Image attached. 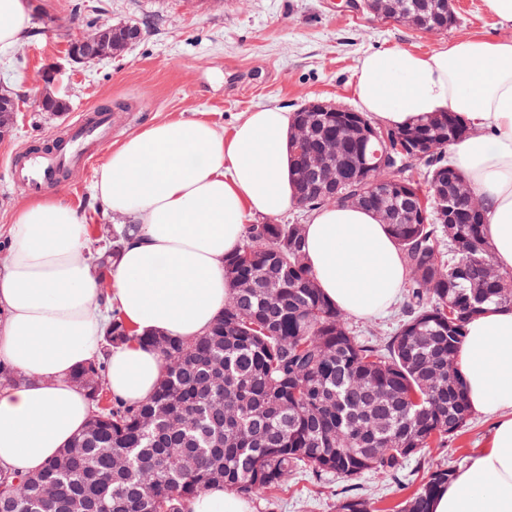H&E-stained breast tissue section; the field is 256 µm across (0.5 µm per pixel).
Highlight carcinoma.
<instances>
[{
	"label": "carcinoma",
	"mask_w": 512,
	"mask_h": 512,
	"mask_svg": "<svg viewBox=\"0 0 512 512\" xmlns=\"http://www.w3.org/2000/svg\"><path fill=\"white\" fill-rule=\"evenodd\" d=\"M436 33L448 30L445 0H403ZM364 112H296L289 141L298 205L354 199L376 212L402 208L405 197L429 198L427 216L389 231L409 276L399 328L385 345L360 339L346 314L318 288L304 251L300 224H249L241 248L226 259L232 294L207 332L192 341L153 334L140 340L164 362L150 399L129 405L107 398L104 362L73 375L90 397L87 427L41 471L19 476L0 469V512H184V504L212 485L242 496L279 487L300 468L316 476L353 481L368 471L398 473L421 449L439 447L465 427L464 386L454 366L468 320L487 305L512 306V276L495 269L478 198L445 208L463 174L448 166V144L468 134L455 112H440L393 134L415 135L434 147L425 181L408 174L418 162L395 153L383 170L396 192L381 194L356 179L354 163L386 150V141L348 139L343 123ZM337 142L344 179L324 196L309 164ZM100 269L118 257L98 241ZM249 280L246 290L239 282ZM130 327L118 312L104 347L126 341ZM454 470L437 467L395 506L430 512L434 495ZM337 512H377L373 503L346 496Z\"/></svg>",
	"instance_id": "obj_1"
}]
</instances>
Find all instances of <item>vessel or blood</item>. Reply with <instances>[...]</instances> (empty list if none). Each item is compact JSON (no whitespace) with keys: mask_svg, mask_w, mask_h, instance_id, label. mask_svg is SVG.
<instances>
[{"mask_svg":"<svg viewBox=\"0 0 512 512\" xmlns=\"http://www.w3.org/2000/svg\"><path fill=\"white\" fill-rule=\"evenodd\" d=\"M108 123L107 113L96 110L84 113L74 123L62 148L30 155L25 166L14 169L15 183L29 194L42 193L56 181L60 168L84 158L87 145L105 133Z\"/></svg>","mask_w":512,"mask_h":512,"instance_id":"vessel-or-blood-1","label":"vessel or blood"}]
</instances>
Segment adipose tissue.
I'll return each instance as SVG.
<instances>
[{"label":"adipose tissue","instance_id":"obj_1","mask_svg":"<svg viewBox=\"0 0 512 512\" xmlns=\"http://www.w3.org/2000/svg\"><path fill=\"white\" fill-rule=\"evenodd\" d=\"M31 24L27 0H0V48ZM359 108L406 127L438 112L469 129L449 144L450 163L484 204L495 266L512 271V39L457 40L422 54L390 46L359 59ZM293 115L265 107L224 132L202 119L159 122L108 149L92 194L118 218L122 249L101 274L89 249L98 212L56 196L16 208L0 265V360L23 379L0 388V467L39 471L87 424L91 404L74 371L107 358L114 398H149L163 373L142 336L203 335L232 285L224 260L241 246L247 217L280 216L296 201L288 149ZM304 249L325 298L345 314L373 318L403 287L407 270L387 225L367 210L329 204L310 211ZM136 340L103 350L110 307ZM456 363L471 411L494 416L491 436L458 468L433 512H512V307L491 305L466 325ZM185 512H250L214 485Z\"/></svg>","mask_w":512,"mask_h":512}]
</instances>
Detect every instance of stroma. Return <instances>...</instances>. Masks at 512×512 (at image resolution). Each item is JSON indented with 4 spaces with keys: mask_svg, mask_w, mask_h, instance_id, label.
<instances>
[{
    "mask_svg": "<svg viewBox=\"0 0 512 512\" xmlns=\"http://www.w3.org/2000/svg\"><path fill=\"white\" fill-rule=\"evenodd\" d=\"M32 17H45L41 32L0 51V84L19 85L20 109L12 137L0 142V263L13 211L28 195L12 177L17 156L33 147H55L63 131L91 107L110 111L107 135L93 143L89 162L69 166L68 177L49 194L95 209V170L108 148L162 121L205 119L231 130L245 112L280 106L296 111L311 100L355 108L351 76L366 53L398 45L428 53L448 42L480 36L512 38L486 0H457L456 25L420 33L376 20L351 8L350 0H29ZM141 20L152 26L120 56L75 64L65 54L70 38L101 22ZM60 71V92L69 103L61 116L41 112L34 100L40 70ZM494 419L473 415L441 448L422 449L398 474L367 472L357 493L376 507L395 506L430 468H459L482 447ZM346 481L300 470L282 487L251 497L253 512H336Z\"/></svg>",
    "mask_w": 512,
    "mask_h": 512,
    "instance_id": "35a3bbf8",
    "label": "stroma"
}]
</instances>
